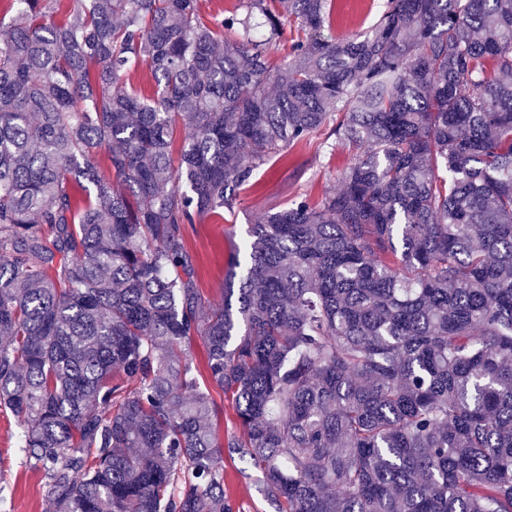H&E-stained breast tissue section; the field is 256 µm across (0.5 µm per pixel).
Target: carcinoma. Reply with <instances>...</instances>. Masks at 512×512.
Instances as JSON below:
<instances>
[{"label":"carcinoma","mask_w":512,"mask_h":512,"mask_svg":"<svg viewBox=\"0 0 512 512\" xmlns=\"http://www.w3.org/2000/svg\"><path fill=\"white\" fill-rule=\"evenodd\" d=\"M12 2L0 409L56 512H241L226 448L273 512H512V0H384L341 39L328 0H249L224 44L199 0ZM329 124L341 189L251 225L205 312L182 226ZM127 87L134 89L141 96L150 98L156 90L155 82L148 64L141 63L124 76ZM210 392L217 412L215 422L217 423L220 435L223 436L224 434V438L227 439V437H230L237 429L235 414L231 405L224 400L221 391L210 388Z\"/></svg>","instance_id":"obj_1"}]
</instances>
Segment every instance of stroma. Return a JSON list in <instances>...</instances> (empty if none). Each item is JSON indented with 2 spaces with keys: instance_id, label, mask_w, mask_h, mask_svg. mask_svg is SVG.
Here are the masks:
<instances>
[{
  "instance_id": "obj_1",
  "label": "stroma",
  "mask_w": 512,
  "mask_h": 512,
  "mask_svg": "<svg viewBox=\"0 0 512 512\" xmlns=\"http://www.w3.org/2000/svg\"><path fill=\"white\" fill-rule=\"evenodd\" d=\"M383 0H331L326 36L337 38L366 30L379 17ZM353 161L352 152L338 144L331 126H324L294 145L287 156L257 170L243 186L232 210L186 225L184 239L198 270V287L205 303L224 302V277L237 245L250 225L304 197L320 201L327 186ZM19 426L12 414L0 412V512H55L41 477L25 463L18 448ZM244 463L224 459L225 482L244 512H269L257 480L243 479Z\"/></svg>"
}]
</instances>
